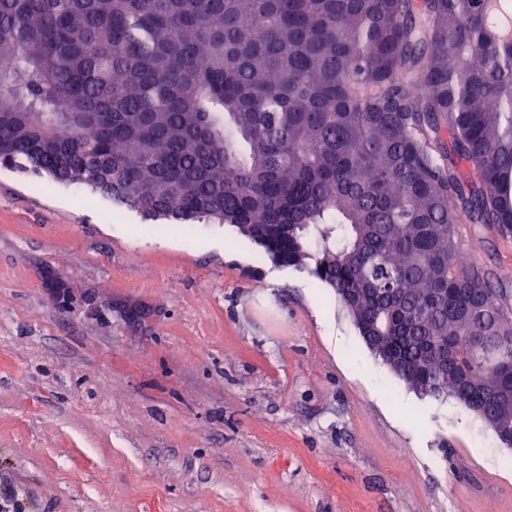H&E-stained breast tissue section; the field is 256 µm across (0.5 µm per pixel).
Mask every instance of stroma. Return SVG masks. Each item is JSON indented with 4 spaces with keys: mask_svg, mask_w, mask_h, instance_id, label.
<instances>
[{
    "mask_svg": "<svg viewBox=\"0 0 512 512\" xmlns=\"http://www.w3.org/2000/svg\"><path fill=\"white\" fill-rule=\"evenodd\" d=\"M460 235L512 305V237ZM510 456L235 227L0 166V486L29 512H512Z\"/></svg>",
    "mask_w": 512,
    "mask_h": 512,
    "instance_id": "stroma-1",
    "label": "stroma"
}]
</instances>
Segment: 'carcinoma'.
<instances>
[{"mask_svg": "<svg viewBox=\"0 0 512 512\" xmlns=\"http://www.w3.org/2000/svg\"><path fill=\"white\" fill-rule=\"evenodd\" d=\"M333 288L425 398L512 430V41L486 0H0V158ZM459 256L478 261L491 273L493 283L512 307V237L502 238L492 231L461 224Z\"/></svg>", "mask_w": 512, "mask_h": 512, "instance_id": "1", "label": "carcinoma"}]
</instances>
